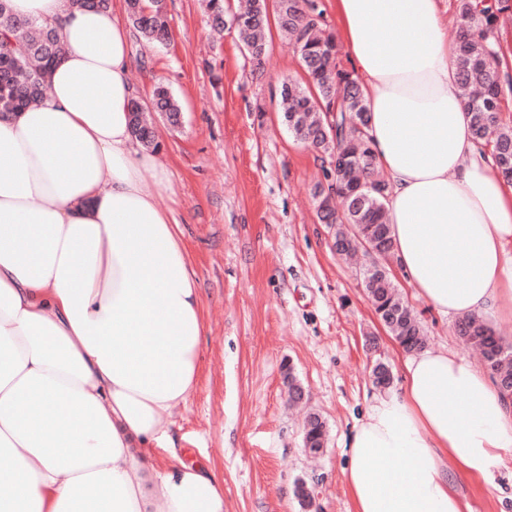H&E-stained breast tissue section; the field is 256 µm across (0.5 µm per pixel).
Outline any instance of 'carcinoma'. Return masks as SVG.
Instances as JSON below:
<instances>
[{"label":"carcinoma","mask_w":512,"mask_h":512,"mask_svg":"<svg viewBox=\"0 0 512 512\" xmlns=\"http://www.w3.org/2000/svg\"><path fill=\"white\" fill-rule=\"evenodd\" d=\"M224 0H206L211 30L222 35L233 26L243 38L250 60L263 67L267 32L275 25L291 42L304 72L301 82H285L280 90L282 121L301 144L334 158L349 157L344 169L324 170L326 184L315 187L317 217L334 225V236L348 233L354 243H366L365 263L359 270L374 314L386 332L408 352L424 347V338L413 308L403 299L393 280L388 260L394 242L387 222V181L376 179V156L367 129L368 105L356 78L338 68L336 34L321 21L323 11L314 0H248L233 15ZM128 17L141 37L164 45L170 24L163 0H126ZM512 11V0H457L459 27L454 38L460 87L474 140L491 146L502 176L512 181V125L501 119V99L512 91V75L504 59L495 28L499 17ZM62 54L55 30L37 27L11 13L8 0H0V116L21 112L38 103L47 91L45 74ZM155 113L178 125L181 108L169 89L155 85L150 104H131L132 133L144 146L160 149L148 114ZM343 209L333 205V196ZM456 332L468 346L478 349L487 370L512 380V344L495 335L480 317L467 316L456 323ZM325 421L317 413L306 417L303 446L324 448Z\"/></svg>","instance_id":"1"}]
</instances>
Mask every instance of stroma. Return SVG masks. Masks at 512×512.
Masks as SVG:
<instances>
[{
    "label": "stroma",
    "instance_id": "stroma-1",
    "mask_svg": "<svg viewBox=\"0 0 512 512\" xmlns=\"http://www.w3.org/2000/svg\"><path fill=\"white\" fill-rule=\"evenodd\" d=\"M166 4L171 39L133 38L129 80L143 102L166 83L182 108L178 129L155 121L171 184L158 204L183 227L206 320L199 385L173 418L176 451L223 476L227 512H300V479L317 512H354L345 441L378 392L375 359L401 376L400 349L318 221L322 156L281 123L275 93L283 80H302L299 58L275 32L264 69L253 71L236 30L212 38L202 0ZM398 286L428 347L477 362L453 320L415 299L406 281ZM290 371L304 405L288 402ZM310 410L329 433L316 458L302 448ZM453 483L470 512H512V455L487 478L459 474Z\"/></svg>",
    "mask_w": 512,
    "mask_h": 512
}]
</instances>
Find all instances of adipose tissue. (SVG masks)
Here are the masks:
<instances>
[{"mask_svg":"<svg viewBox=\"0 0 512 512\" xmlns=\"http://www.w3.org/2000/svg\"><path fill=\"white\" fill-rule=\"evenodd\" d=\"M10 7L65 51L45 97L0 118V512H225L223 480L170 433L204 302L157 203L168 175L131 131L129 31L113 7ZM335 7L397 267L441 317L512 318V184L471 134L442 0ZM347 448L354 512H467L449 476H488L512 449V400L447 350L406 353Z\"/></svg>","mask_w":512,"mask_h":512,"instance_id":"ef3b65f1","label":"adipose tissue"}]
</instances>
